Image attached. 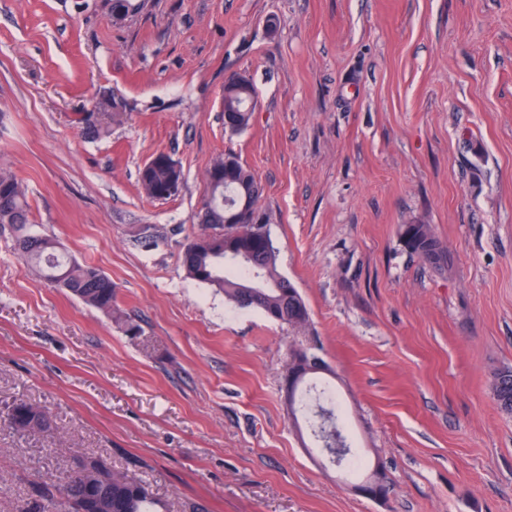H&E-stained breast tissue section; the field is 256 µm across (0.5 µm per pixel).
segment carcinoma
I'll return each instance as SVG.
<instances>
[{
    "instance_id": "cac0c4a2",
    "label": "carcinoma",
    "mask_w": 512,
    "mask_h": 512,
    "mask_svg": "<svg viewBox=\"0 0 512 512\" xmlns=\"http://www.w3.org/2000/svg\"><path fill=\"white\" fill-rule=\"evenodd\" d=\"M254 93V87L247 78L225 89L224 116L237 118V123H226L225 128L240 132L250 125L252 113L247 108ZM117 115L118 104L110 98L103 99L100 111L95 113L93 132L105 130L103 120L110 121ZM210 170L224 172V183L222 188L213 190L215 201L205 220L210 231H201L186 245L184 266L187 274L193 280L224 293L228 303L246 309L245 284L250 278V269L247 266L229 267L224 264L225 250L240 252L255 261L266 276L267 287L262 289L259 303L253 309L273 321L293 328L308 327L309 309L297 288L280 274L277 248L261 234L265 225L225 223L221 195L234 194L241 199L249 198L252 205L259 203V198L251 197L250 186L242 182L243 176L252 178L254 174L231 153L217 158ZM182 183V170L162 162L144 167L139 173L142 192L153 200H166L176 195ZM5 226L13 232L15 249L28 267L83 303L108 315L112 314V278L94 266L81 264L65 256L58 241L34 232L22 184L13 174L0 171V227ZM400 238L404 250L410 256L434 267L444 263V254L432 262L425 258L430 248L442 247L430 225L404 224L400 228ZM493 395L500 409L512 414L511 367H503L494 373ZM22 409L34 418H48L44 410L19 399L7 412L8 423L17 432L29 431V428L17 421L18 412ZM96 462L99 464L100 485H112V501L106 512H158L157 502L143 481L110 469L99 458ZM85 499L86 489L74 471L58 485L44 484L36 488L23 512H87Z\"/></svg>"
}]
</instances>
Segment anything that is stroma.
<instances>
[{"label":"stroma","instance_id":"obj_1","mask_svg":"<svg viewBox=\"0 0 512 512\" xmlns=\"http://www.w3.org/2000/svg\"><path fill=\"white\" fill-rule=\"evenodd\" d=\"M0 0V170L38 233L115 287L112 314L28 272L0 233V512L88 456L149 484L165 512H512V0ZM255 88L224 127V80ZM120 113L88 133L103 95ZM158 152L179 192L147 198ZM236 155L294 329L189 278L206 171ZM430 225L432 267L404 250ZM316 348L363 459L354 493L303 445L282 389ZM18 399L54 435L3 425ZM400 238L404 250L412 257L434 267L440 266L446 259L440 240L435 236L430 225L404 224L400 228ZM432 247L442 249L441 256L434 261L427 260L424 255ZM493 395L503 412L512 414V368L498 369L493 376Z\"/></svg>","mask_w":512,"mask_h":512}]
</instances>
